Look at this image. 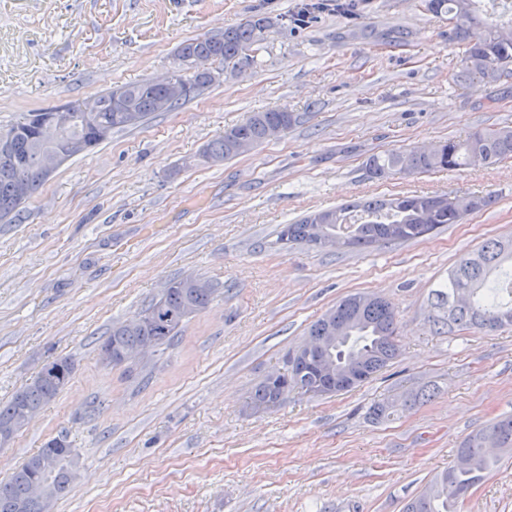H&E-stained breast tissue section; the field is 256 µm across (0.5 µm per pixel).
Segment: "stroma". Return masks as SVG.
<instances>
[{
    "label": "stroma",
    "mask_w": 512,
    "mask_h": 512,
    "mask_svg": "<svg viewBox=\"0 0 512 512\" xmlns=\"http://www.w3.org/2000/svg\"><path fill=\"white\" fill-rule=\"evenodd\" d=\"M307 0H0V133L25 113L155 80L185 40L253 15L275 18L255 65L220 76L171 112L113 131L58 168L19 223L0 224V403L47 362L69 385L0 447V483L58 435L79 471L53 512H403L461 440L512 413V328L437 330L431 292L462 256L512 236V159L493 167L370 177V155L512 126V75L470 79L447 20L425 0L335 4L296 26ZM299 123L233 160L206 144L247 116ZM486 196V210L424 238L364 250L278 239L282 225L374 197ZM219 295L175 346L104 366L113 323L168 282ZM398 314V357L348 392L293 388L249 412L310 325L353 293ZM430 399L375 423L370 407L422 387ZM460 512H512V463ZM285 395L280 394L279 388L268 376L255 388L250 397L249 405L256 408L263 407L269 409L278 405Z\"/></svg>",
    "instance_id": "stroma-1"
}]
</instances>
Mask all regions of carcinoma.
<instances>
[{
    "instance_id": "obj_1",
    "label": "carcinoma",
    "mask_w": 512,
    "mask_h": 512,
    "mask_svg": "<svg viewBox=\"0 0 512 512\" xmlns=\"http://www.w3.org/2000/svg\"><path fill=\"white\" fill-rule=\"evenodd\" d=\"M427 8L436 15L453 20L454 38L461 52L462 70L489 83L512 72V20L484 11L479 0H427ZM274 25L267 16H254L224 30L220 37H197L183 42L176 51L178 61L171 75L186 86L185 93L167 98L164 86L153 81L127 83L124 91L135 121L129 122L112 111V92L97 97L100 111L86 123L71 126L66 138L78 142L75 154L98 147L110 138L102 132L136 127L150 115L172 112L184 101L216 80L207 63L219 61L233 69L256 62L265 33ZM56 116L52 109L24 114L10 127L9 149L0 153V224L20 220L26 202L42 187L46 178L38 164L39 155L50 145L39 136V127ZM296 123L293 113L269 109L253 113L245 122L224 130L210 142L205 153L220 161L238 156L235 142L249 141L259 146L270 139L269 131H285ZM512 158V126L479 131L461 142L453 138L441 141L430 153L418 150L387 151L367 158L366 170L382 179L393 172L421 174L439 170H456L462 166L490 167ZM439 196H400L376 199L362 204L340 206L311 213L279 232V239L309 244L311 228L319 218L339 230L346 224L355 226L354 235L344 243L349 248L397 244L421 238L420 225L430 224L437 230L458 223L465 215L489 207L494 198L448 197L443 207L436 206ZM512 238H491L481 248L462 256L448 270V277L431 293L432 319L448 333L473 330L488 333L512 326ZM216 288H195L178 279L171 280L155 300L144 309L146 321L133 319L112 325L100 349L121 359L139 346L154 349L171 347L188 322L185 313H200L213 302ZM343 327V339L334 348L335 369L331 374L320 371L321 351L307 353V348L330 336L336 326ZM397 314L394 307L380 297L353 294L328 310L309 329V341L289 357L291 379L306 392L336 394L350 390L368 380L397 355ZM62 374L43 368L33 381L21 387L5 404L0 405V426L7 425L20 411H34L55 398L70 382L73 363L67 357L52 362ZM428 397L411 393L398 400L382 401L370 415L376 421L390 418L398 407L414 406ZM283 399L275 382L267 378L254 390L249 405L269 409ZM58 462L54 479L59 485L57 497L65 496L76 479L70 468L75 449L42 448L29 457L11 479L0 484V512H51L27 500L29 485L45 475L48 454ZM512 455V415L500 417L469 434L456 451L462 462H453L431 479L425 489L411 498L403 512H460L461 495L481 485L498 467L502 455Z\"/></svg>"
}]
</instances>
